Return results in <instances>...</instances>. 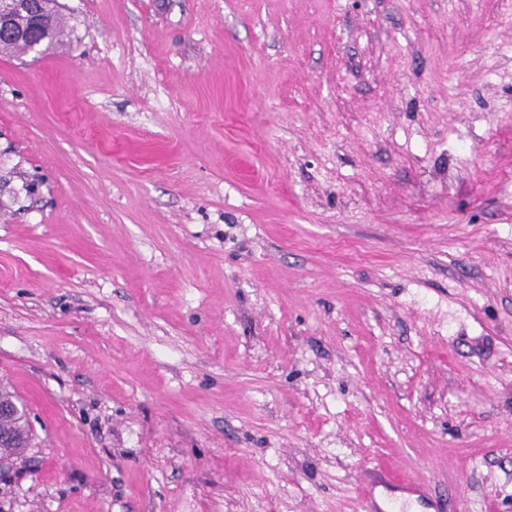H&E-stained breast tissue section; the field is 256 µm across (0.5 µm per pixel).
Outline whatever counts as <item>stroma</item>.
<instances>
[{
    "label": "stroma",
    "mask_w": 512,
    "mask_h": 512,
    "mask_svg": "<svg viewBox=\"0 0 512 512\" xmlns=\"http://www.w3.org/2000/svg\"><path fill=\"white\" fill-rule=\"evenodd\" d=\"M0 51V512H512V0H58ZM38 13L32 18L26 13L16 14L14 21L17 25L32 27L33 35L42 40H36L28 28L16 26L12 15L0 9V35L11 38L13 41L26 47V51H39L41 44L46 43V49L57 44L63 36V27L58 10L55 9V0H38ZM45 49V50H46Z\"/></svg>",
    "instance_id": "obj_1"
}]
</instances>
